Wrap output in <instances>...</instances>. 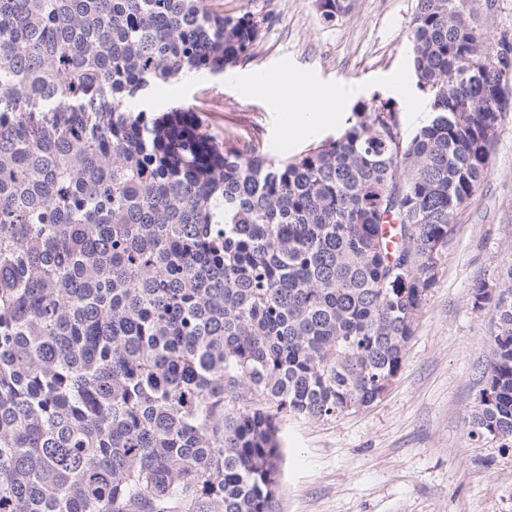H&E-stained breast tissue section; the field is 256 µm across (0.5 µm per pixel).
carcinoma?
<instances>
[{
	"label": "carcinoma",
	"mask_w": 512,
	"mask_h": 512,
	"mask_svg": "<svg viewBox=\"0 0 512 512\" xmlns=\"http://www.w3.org/2000/svg\"><path fill=\"white\" fill-rule=\"evenodd\" d=\"M465 2L417 0L411 72L436 108L412 136L373 98L277 160L191 107L131 108L250 60L252 13L0 0V512H275L277 421L381 399L503 117L512 39ZM315 5L333 23L353 0ZM470 301L494 321L493 401L467 435L512 448V266Z\"/></svg>",
	"instance_id": "cac0c4a2"
}]
</instances>
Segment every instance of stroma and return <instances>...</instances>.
<instances>
[{"label":"stroma","mask_w":512,"mask_h":512,"mask_svg":"<svg viewBox=\"0 0 512 512\" xmlns=\"http://www.w3.org/2000/svg\"><path fill=\"white\" fill-rule=\"evenodd\" d=\"M226 14L248 10L266 25L248 62L220 75L150 87L136 102L149 113L192 107L217 138L260 142L285 159L336 136L352 118L288 139L286 115L257 77L287 76L362 99L392 100L412 135L429 102L412 82L411 27L417 0H355L325 23L314 0H223ZM512 267V111L505 113L490 171L460 213L443 251L404 365L373 405L331 419L280 424L277 512H512V448L467 437L478 370L491 353V316L472 310L471 287L497 284Z\"/></svg>","instance_id":"obj_1"}]
</instances>
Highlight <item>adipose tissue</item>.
Masks as SVG:
<instances>
[{
    "label": "adipose tissue",
    "mask_w": 512,
    "mask_h": 512,
    "mask_svg": "<svg viewBox=\"0 0 512 512\" xmlns=\"http://www.w3.org/2000/svg\"><path fill=\"white\" fill-rule=\"evenodd\" d=\"M353 95V90L348 89L342 91L340 96L333 97L319 88L306 85L300 92L280 98L278 105L288 114L285 135L292 138L315 131L331 121L335 111L342 109L344 102L349 101Z\"/></svg>",
    "instance_id": "obj_1"
}]
</instances>
